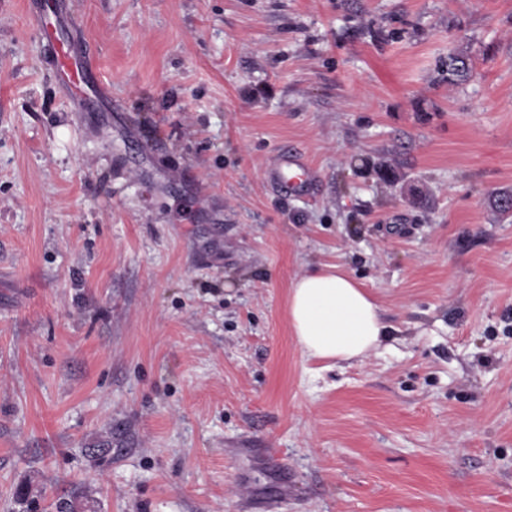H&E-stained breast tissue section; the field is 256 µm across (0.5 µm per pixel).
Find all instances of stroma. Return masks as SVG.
Here are the masks:
<instances>
[{
    "instance_id": "35a3bbf8",
    "label": "stroma",
    "mask_w": 512,
    "mask_h": 512,
    "mask_svg": "<svg viewBox=\"0 0 512 512\" xmlns=\"http://www.w3.org/2000/svg\"><path fill=\"white\" fill-rule=\"evenodd\" d=\"M27 2L0 0V512L21 484L43 512H512V0H69L95 112ZM287 147L309 198L267 180ZM321 264L397 328L364 362L290 334Z\"/></svg>"
}]
</instances>
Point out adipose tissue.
<instances>
[{"mask_svg": "<svg viewBox=\"0 0 512 512\" xmlns=\"http://www.w3.org/2000/svg\"><path fill=\"white\" fill-rule=\"evenodd\" d=\"M288 322L303 354L337 362L364 361L391 330L376 299L336 265L314 268L293 282Z\"/></svg>", "mask_w": 512, "mask_h": 512, "instance_id": "1", "label": "adipose tissue"}]
</instances>
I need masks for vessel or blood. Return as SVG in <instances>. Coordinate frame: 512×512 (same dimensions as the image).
Segmentation results:
<instances>
[{"label":"vessel or blood","mask_w":512,"mask_h":512,"mask_svg":"<svg viewBox=\"0 0 512 512\" xmlns=\"http://www.w3.org/2000/svg\"><path fill=\"white\" fill-rule=\"evenodd\" d=\"M64 8V0H38L30 7V21L53 47L51 64L59 85L75 102L86 105L91 99L102 97L105 86L99 79L98 67L87 47L59 38L58 18ZM267 179L280 193L292 195L308 190L316 179V173L299 156L285 154L279 164L268 171Z\"/></svg>","instance_id":"b4317fda"}]
</instances>
